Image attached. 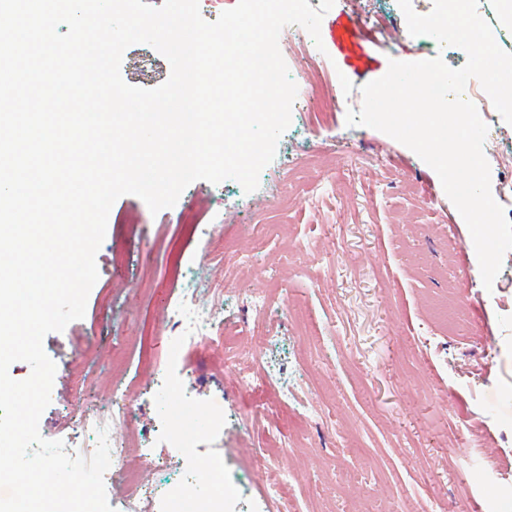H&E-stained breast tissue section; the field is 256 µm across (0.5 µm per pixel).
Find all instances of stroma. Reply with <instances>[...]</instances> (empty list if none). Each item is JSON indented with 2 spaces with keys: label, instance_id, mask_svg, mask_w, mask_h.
<instances>
[{
  "label": "stroma",
  "instance_id": "1",
  "mask_svg": "<svg viewBox=\"0 0 512 512\" xmlns=\"http://www.w3.org/2000/svg\"><path fill=\"white\" fill-rule=\"evenodd\" d=\"M375 11L388 14L390 36L365 25ZM320 33L318 46L279 37L291 79L299 80L303 55L334 92L315 104L312 122L292 112L260 190L198 180L155 214L134 195L114 202L84 317L43 341L56 373L40 434L67 439L66 412L88 369L82 352L107 359L118 342L113 370L133 384L126 430L159 462L145 482L184 479L207 493L198 474H187L183 451L159 442L166 407L190 395L225 512H267L265 468L274 457L291 473L283 497L301 512H512V496L498 492L512 476V251L485 289L470 231L437 173L385 133L346 124L348 110L361 108V86L382 77L390 60L439 55L458 68L466 54L410 35L397 0H335ZM121 74L153 88L170 65L136 44ZM483 151L492 195L512 215V198L502 194L512 181V126L500 116L488 123ZM173 241L201 283L229 281L221 316L237 353L202 342L167 362V316L183 294L166 267ZM451 287L467 317L457 333L433 313ZM256 295L270 307L265 368L280 388L300 391L301 404L238 383ZM142 338L154 343L158 369L139 367ZM216 414L224 432L214 437Z\"/></svg>",
  "mask_w": 512,
  "mask_h": 512
}]
</instances>
